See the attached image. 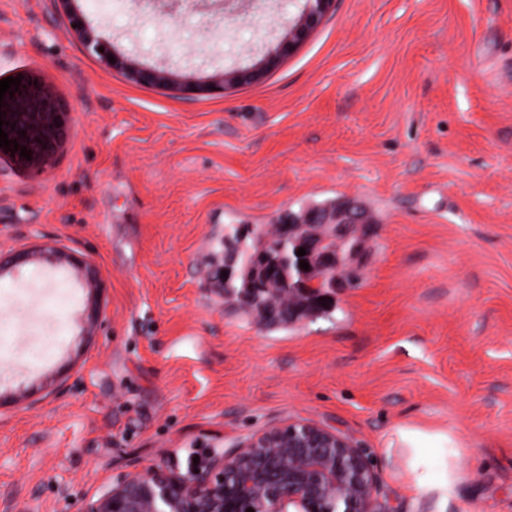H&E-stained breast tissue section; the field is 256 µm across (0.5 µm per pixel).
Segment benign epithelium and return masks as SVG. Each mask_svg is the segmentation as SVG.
<instances>
[{"mask_svg": "<svg viewBox=\"0 0 512 512\" xmlns=\"http://www.w3.org/2000/svg\"><path fill=\"white\" fill-rule=\"evenodd\" d=\"M335 0H306L275 47L252 70H225L204 83H191L161 66H145L103 41L78 13L70 15L72 31L83 47L128 81L153 88H177L193 94L212 88L227 89L254 78L291 54L331 13ZM114 57L109 62L108 56ZM0 128L30 157L7 151L21 167L42 170L54 164L63 143L68 115L58 109L42 82L21 77L19 90L0 102ZM369 220L351 205L311 210L288 217V236L309 265L299 270L302 287L289 299L300 320L322 305L316 290L336 287V272L355 266L363 240L358 226ZM34 264L65 267L87 291L84 329L95 331L105 320L104 281L88 261L52 243H43L0 261V279L20 267ZM0 408L29 399L44 389L36 380L1 377ZM385 512L378 501V478L361 449L346 436L309 421H293L250 438L231 452L211 457L208 465L190 477L150 468L137 476H121L81 512Z\"/></svg>", "mask_w": 512, "mask_h": 512, "instance_id": "7a95c632", "label": "benign epithelium"}]
</instances>
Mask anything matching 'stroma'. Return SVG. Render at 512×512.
Instances as JSON below:
<instances>
[{"mask_svg": "<svg viewBox=\"0 0 512 512\" xmlns=\"http://www.w3.org/2000/svg\"><path fill=\"white\" fill-rule=\"evenodd\" d=\"M0 0V80L39 77L55 164L0 156V367L44 381L0 410V512H80L117 477L192 475L291 421L365 448L386 512H512V0H336L260 81L191 99L112 72L77 11L148 66L250 68L304 0ZM349 202L378 224L329 312L272 328L216 288L232 227ZM28 264L67 268L87 291L83 331H95L101 327L105 320L103 303L105 283L85 258L56 244L43 243L18 253L11 262L0 261V279L14 274L21 266Z\"/></svg>", "mask_w": 512, "mask_h": 512, "instance_id": "35a3bbf8", "label": "stroma"}]
</instances>
